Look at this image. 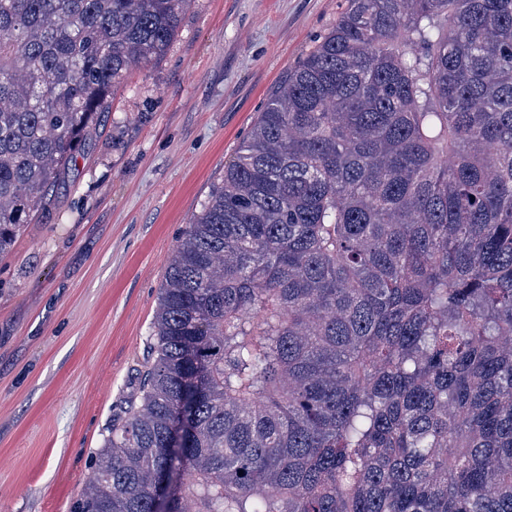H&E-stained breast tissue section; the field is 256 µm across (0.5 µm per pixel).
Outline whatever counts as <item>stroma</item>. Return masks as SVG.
Returning <instances> with one entry per match:
<instances>
[{"label": "stroma", "mask_w": 512, "mask_h": 512, "mask_svg": "<svg viewBox=\"0 0 512 512\" xmlns=\"http://www.w3.org/2000/svg\"><path fill=\"white\" fill-rule=\"evenodd\" d=\"M345 0H193L0 257V512H70L138 370L170 255Z\"/></svg>", "instance_id": "obj_1"}]
</instances>
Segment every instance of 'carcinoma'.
<instances>
[{
    "label": "carcinoma",
    "instance_id": "carcinoma-1",
    "mask_svg": "<svg viewBox=\"0 0 512 512\" xmlns=\"http://www.w3.org/2000/svg\"><path fill=\"white\" fill-rule=\"evenodd\" d=\"M191 0H0V255ZM72 512H512V0H348L172 252Z\"/></svg>",
    "mask_w": 512,
    "mask_h": 512
}]
</instances>
